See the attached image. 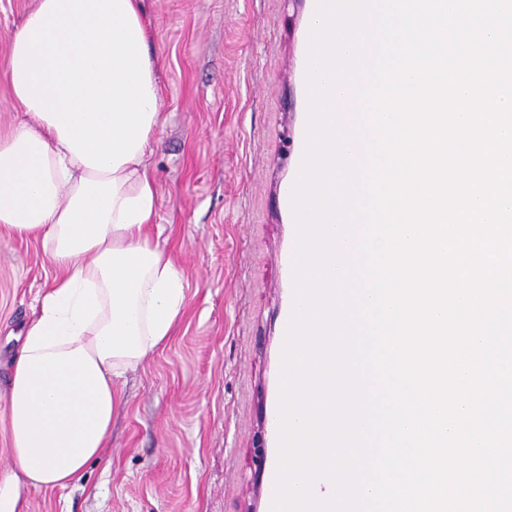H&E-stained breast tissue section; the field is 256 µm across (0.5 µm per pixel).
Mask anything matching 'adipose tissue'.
<instances>
[{
    "label": "adipose tissue",
    "instance_id": "ef3b65f1",
    "mask_svg": "<svg viewBox=\"0 0 512 512\" xmlns=\"http://www.w3.org/2000/svg\"><path fill=\"white\" fill-rule=\"evenodd\" d=\"M149 41L142 0H37L9 39L12 106L30 120L0 136V224L39 238L60 275L12 363L0 512L81 478L111 436L116 379L184 307L182 270L149 233L163 106Z\"/></svg>",
    "mask_w": 512,
    "mask_h": 512
}]
</instances>
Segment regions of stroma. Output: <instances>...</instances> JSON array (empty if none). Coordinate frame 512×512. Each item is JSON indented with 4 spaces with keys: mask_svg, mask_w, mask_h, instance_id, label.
I'll use <instances>...</instances> for the list:
<instances>
[{
    "mask_svg": "<svg viewBox=\"0 0 512 512\" xmlns=\"http://www.w3.org/2000/svg\"><path fill=\"white\" fill-rule=\"evenodd\" d=\"M36 0H0V133L9 36ZM163 119L150 157L159 242L187 284L167 343L118 380L112 437L66 489L28 512H263L256 470L279 344L282 192L307 110L311 0H143ZM58 272L40 240L0 225V477L11 466L5 396L20 335Z\"/></svg>",
    "mask_w": 512,
    "mask_h": 512,
    "instance_id": "1",
    "label": "stroma"
}]
</instances>
